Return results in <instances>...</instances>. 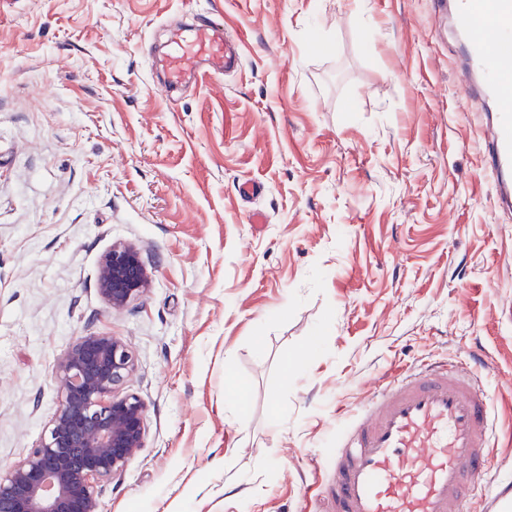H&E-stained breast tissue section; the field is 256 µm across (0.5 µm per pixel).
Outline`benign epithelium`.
<instances>
[{
    "label": "benign epithelium",
    "instance_id": "7a95c632",
    "mask_svg": "<svg viewBox=\"0 0 512 512\" xmlns=\"http://www.w3.org/2000/svg\"><path fill=\"white\" fill-rule=\"evenodd\" d=\"M149 283L130 245L112 246L99 262L98 292L113 309L140 298ZM134 367L131 351L108 334L81 336L64 351L58 407L39 444L0 472V512H99L102 487L144 445V401L119 392Z\"/></svg>",
    "mask_w": 512,
    "mask_h": 512
}]
</instances>
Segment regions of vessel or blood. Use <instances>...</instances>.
<instances>
[{"label":"vessel or blood","mask_w":512,"mask_h":512,"mask_svg":"<svg viewBox=\"0 0 512 512\" xmlns=\"http://www.w3.org/2000/svg\"><path fill=\"white\" fill-rule=\"evenodd\" d=\"M466 48L458 101L499 106L486 126L482 164L503 205L512 204V0H447ZM238 48L221 23L194 17L174 37L161 67L173 91L187 77H216L233 67ZM467 361L425 362L389 375L354 411L324 453L315 501L320 512H512V478L487 481L491 469L490 398Z\"/></svg>","instance_id":"b4317fda"}]
</instances>
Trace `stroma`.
Here are the masks:
<instances>
[{"label":"stroma","instance_id":"35a3bbf8","mask_svg":"<svg viewBox=\"0 0 512 512\" xmlns=\"http://www.w3.org/2000/svg\"><path fill=\"white\" fill-rule=\"evenodd\" d=\"M197 15L241 60L174 96L151 54ZM464 51L434 0H0V470L45 434L63 351L106 332L146 436L101 512H302L339 408L474 348L511 471L512 210ZM115 243L151 273L120 311ZM150 274L138 251L130 245H113L98 266V292L114 310L126 308L148 289Z\"/></svg>","mask_w":512,"mask_h":512}]
</instances>
